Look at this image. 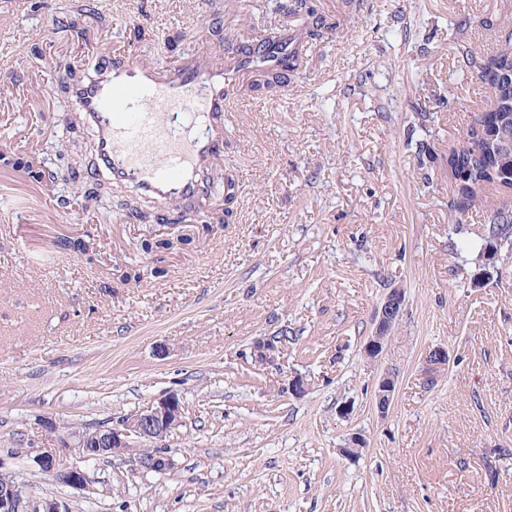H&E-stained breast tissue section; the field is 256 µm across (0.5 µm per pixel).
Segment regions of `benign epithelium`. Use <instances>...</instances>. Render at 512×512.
<instances>
[{
  "label": "benign epithelium",
  "mask_w": 512,
  "mask_h": 512,
  "mask_svg": "<svg viewBox=\"0 0 512 512\" xmlns=\"http://www.w3.org/2000/svg\"><path fill=\"white\" fill-rule=\"evenodd\" d=\"M405 300L404 290L390 288L375 312V331L364 345V353L376 360L382 354L384 344L399 319ZM280 353L279 343L271 336L256 341L255 362L264 366L275 362ZM448 363V351L437 348L427 358V377ZM395 391V381L389 375L381 376L376 383V404L380 412L388 410ZM183 407L180 399L172 394L144 409L125 415L112 425L85 428L58 435L61 448H76L86 459L124 455L132 448H151L148 456L131 457L133 470L162 471L172 465L166 453V439L182 423ZM32 467L42 473L58 477L75 486H88V473L77 466L62 464L56 449L39 451L31 456ZM0 512H69L68 507L55 497L30 498L20 494L12 475L0 472Z\"/></svg>",
  "instance_id": "obj_1"
}]
</instances>
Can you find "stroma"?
Here are the masks:
<instances>
[{
  "instance_id": "stroma-1",
  "label": "stroma",
  "mask_w": 512,
  "mask_h": 512,
  "mask_svg": "<svg viewBox=\"0 0 512 512\" xmlns=\"http://www.w3.org/2000/svg\"><path fill=\"white\" fill-rule=\"evenodd\" d=\"M314 2L338 38L311 45L277 95L226 106L215 183H238L233 220L208 223L217 208L204 207L165 228L162 258L142 251L148 227L130 223L124 193L93 214L74 205L84 166L48 188L0 167V469L23 494L69 512H512V257L472 287L480 261L462 241L484 216L449 224L446 167L489 99L457 70L453 25L470 17L471 41L491 49L482 20L512 18V0ZM290 25L276 0H0V148L50 163L91 144L60 86L97 45L168 64L176 33L188 53ZM63 236L99 242L100 259L58 248ZM129 267L140 285L122 283ZM394 286L404 309L371 361ZM283 329L275 365L256 364L255 342ZM439 347L449 362L430 384ZM384 374L396 389L383 414ZM294 375L304 395L281 392ZM170 394L183 417L167 470L72 448L83 489L27 461L56 430ZM405 300L402 288H389L375 312V331L364 345V353L375 361L382 354L384 344L399 319Z\"/></svg>"
}]
</instances>
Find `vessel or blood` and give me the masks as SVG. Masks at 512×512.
I'll list each match as a JSON object with an SVG mask.
<instances>
[{"label":"vessel or blood","instance_id":"b4317fda","mask_svg":"<svg viewBox=\"0 0 512 512\" xmlns=\"http://www.w3.org/2000/svg\"><path fill=\"white\" fill-rule=\"evenodd\" d=\"M200 39L178 68L128 54L94 53L67 85L69 100L94 133L90 176L106 174L140 195L203 203L208 175L224 153V107L248 69L237 60L211 63Z\"/></svg>","mask_w":512,"mask_h":512}]
</instances>
